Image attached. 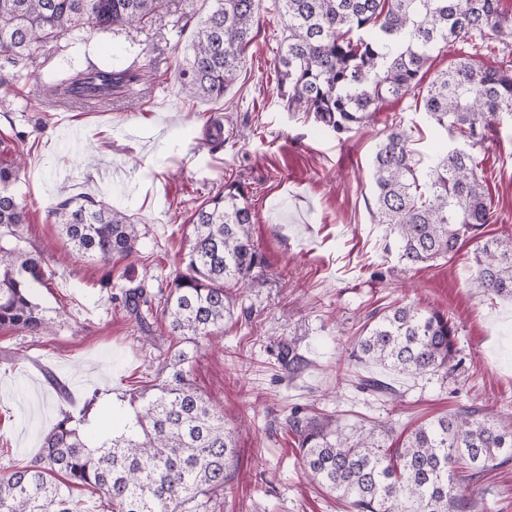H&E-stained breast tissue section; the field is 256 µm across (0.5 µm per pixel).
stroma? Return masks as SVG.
Instances as JSON below:
<instances>
[{"label":"stroma","mask_w":512,"mask_h":512,"mask_svg":"<svg viewBox=\"0 0 512 512\" xmlns=\"http://www.w3.org/2000/svg\"><path fill=\"white\" fill-rule=\"evenodd\" d=\"M283 28L274 0H262L244 66L219 99L181 92L178 65L194 29L172 12L142 28L87 26L0 68V160L23 158L25 236L44 250L51 276L36 300L46 313L64 312L45 335L0 330V468L26 465L62 412L93 391L133 396L165 365L171 337H144L111 290L144 278L155 297L166 294L190 216L235 180L255 214L264 264L252 287L229 288L234 317L221 339L189 348L188 375L221 401L237 446L231 490L210 499L208 512H345L300 466L285 428L296 407L334 415L350 431L381 421L398 434L471 404L512 411V299L471 288L478 240L448 261H398L372 217L371 162L383 124L339 136L283 110L275 72ZM93 66L144 68L151 77L99 102L45 97V82ZM383 113L411 129L422 162L447 143L413 95L389 100ZM476 155L498 218L484 234L510 236L512 123ZM72 199L131 215L138 255L107 265L70 256L47 212ZM397 302L448 313L460 365L450 376H391L400 394L393 402L358 388L376 369L351 352L367 316ZM288 345L304 360L293 378L282 359ZM477 512H512V461L488 475Z\"/></svg>","instance_id":"35a3bbf8"}]
</instances>
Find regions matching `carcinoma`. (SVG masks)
Returning <instances> with one entry per match:
<instances>
[{"label": "carcinoma", "mask_w": 512, "mask_h": 512, "mask_svg": "<svg viewBox=\"0 0 512 512\" xmlns=\"http://www.w3.org/2000/svg\"><path fill=\"white\" fill-rule=\"evenodd\" d=\"M197 25L179 75L190 98H221L245 63L259 26L261 0H211ZM284 20L277 95L284 110L310 116L341 135L377 121L385 102L411 92L429 120L463 140L419 169L411 135L393 118L372 158L376 223L386 226L399 262L414 267L451 259L464 242L494 223L484 176L472 150L512 119V65L489 67L454 57L425 80L432 51L448 44L475 47L489 34L512 43V12L502 0H277ZM169 0H0V61L16 64L36 44L47 45L93 24L139 26L168 9ZM136 71L96 69L44 88L56 96L96 85L109 95ZM20 166L0 162V329L40 336L53 319L33 299L48 287L43 253L28 245L29 211L15 192ZM72 251L108 263L139 252V225L102 202L67 201L49 211ZM255 215L237 182L207 198L191 216L183 269L163 300L146 279L124 291L123 307L148 332L158 323L178 339L173 370L132 396L123 431L93 443L101 393L62 413L29 464L0 473V512H81L75 487L97 493L106 512H200L230 489L236 457L224 411L187 378L197 343L224 328L232 300L226 285L247 287L263 257L252 240ZM471 287L512 299V239L491 237L475 253ZM456 328L439 310L395 305L372 313L356 341V361L398 375L456 370ZM364 390L398 397L388 383L366 377ZM286 428L297 438L309 478L346 503L347 512H473L484 499L482 479L512 460V417L476 406L420 424L401 442L393 428L351 433L338 420L298 411ZM468 472L459 491L457 470Z\"/></svg>", "instance_id": "cac0c4a2"}]
</instances>
